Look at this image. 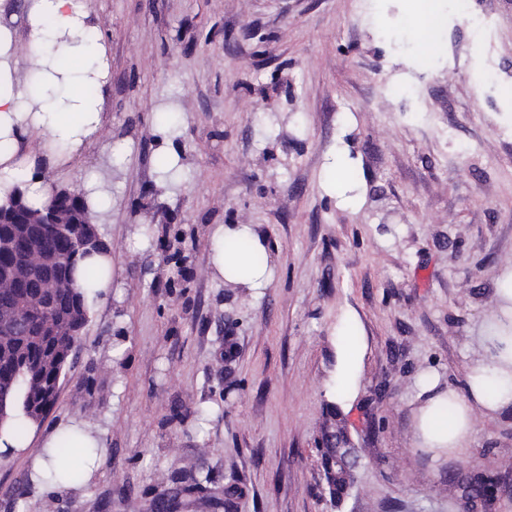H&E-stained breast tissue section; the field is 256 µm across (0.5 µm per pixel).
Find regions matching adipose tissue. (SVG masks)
Here are the masks:
<instances>
[{
	"label": "adipose tissue",
	"instance_id": "obj_1",
	"mask_svg": "<svg viewBox=\"0 0 512 512\" xmlns=\"http://www.w3.org/2000/svg\"><path fill=\"white\" fill-rule=\"evenodd\" d=\"M89 19L88 0H32L25 40L41 64L33 91L39 102L35 111L23 101L18 87L14 34L8 26L0 25V205L8 204V195L15 188L26 198L43 200L49 192L43 163L60 167L74 162L103 131L99 99L88 98L82 92L88 72H95L103 81L108 78L104 44L90 45L84 40ZM25 141L36 142L38 153L22 151ZM239 240L248 241L259 251L266 248L250 225H217L210 235L211 276L257 292L267 288L273 281V266L247 267L246 256L232 248ZM117 280L110 247L89 251L76 266L75 284L89 302L111 298ZM498 299L501 318L512 317V274L499 289ZM501 318L487 328L485 356L470 368L465 392L443 386L433 371L418 378L424 400L414 410L417 445L434 459L467 451L475 433V411L492 415L512 406V332ZM43 446L50 456L33 459L31 481L40 492L61 493L91 482L104 443L93 425L71 421L59 425ZM62 446L89 451L84 472L77 479L69 478L63 460L55 453Z\"/></svg>",
	"mask_w": 512,
	"mask_h": 512
}]
</instances>
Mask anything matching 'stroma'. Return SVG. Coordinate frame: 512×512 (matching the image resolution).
Masks as SVG:
<instances>
[{"mask_svg": "<svg viewBox=\"0 0 512 512\" xmlns=\"http://www.w3.org/2000/svg\"><path fill=\"white\" fill-rule=\"evenodd\" d=\"M415 3L89 0L110 66L103 134L44 175L79 189L113 143L131 142L97 227L124 294L91 308L32 443L81 418L105 450L94 481L61 497L30 489L32 452L1 460L0 512H152L167 500L216 512L230 484V512H512V406L476 412L469 451L451 460L416 448L413 419L422 372L464 390L512 271V0H471L494 24L493 88L474 82L479 38L447 16L448 0L441 52L389 39ZM395 79L408 91L390 93ZM167 97L178 110L164 146ZM340 144L363 188L354 208L326 186ZM167 146L177 191L158 175ZM216 224L265 237L268 288L210 276ZM346 326L364 344L348 404L335 396ZM327 430L360 452L338 508L319 476ZM468 469L501 477L472 505Z\"/></svg>", "mask_w": 512, "mask_h": 512, "instance_id": "35a3bbf8", "label": "stroma"}]
</instances>
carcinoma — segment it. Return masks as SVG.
Instances as JSON below:
<instances>
[{
	"label": "carcinoma",
	"mask_w": 512,
	"mask_h": 512,
	"mask_svg": "<svg viewBox=\"0 0 512 512\" xmlns=\"http://www.w3.org/2000/svg\"><path fill=\"white\" fill-rule=\"evenodd\" d=\"M72 230L58 224H47L44 228L43 247L46 251H56L64 242L66 234ZM84 251L76 249L69 262L57 271V287L43 288L44 280L40 272H31L24 280V287L10 288L0 292V327H9L12 317H23L28 326L24 336H12L6 344L0 345V387L8 390L6 416L9 421L22 414L32 421H39L50 410L53 391L65 374L74 349L76 337L67 335L72 325L87 324L90 310L85 304L83 293L72 287L66 271L75 269ZM55 304L59 323L53 330L44 327L47 316L36 307L44 298ZM328 435H323L319 448L320 472L331 502L341 506L356 483V478L337 480L330 478L336 469V457L326 447ZM494 484V478L483 473L475 474L467 480V495L480 497Z\"/></svg>",
	"instance_id": "1"
}]
</instances>
